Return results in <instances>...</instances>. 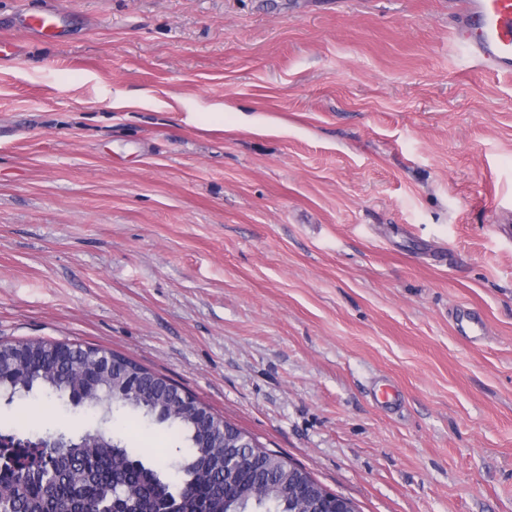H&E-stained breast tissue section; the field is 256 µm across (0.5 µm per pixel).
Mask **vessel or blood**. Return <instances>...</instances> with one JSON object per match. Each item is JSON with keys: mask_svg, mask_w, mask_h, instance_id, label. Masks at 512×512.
<instances>
[{"mask_svg": "<svg viewBox=\"0 0 512 512\" xmlns=\"http://www.w3.org/2000/svg\"><path fill=\"white\" fill-rule=\"evenodd\" d=\"M63 13L51 7L20 11L22 31L54 38ZM456 37L467 44L475 63L492 74H512V0H461Z\"/></svg>", "mask_w": 512, "mask_h": 512, "instance_id": "1", "label": "vessel or blood"}]
</instances>
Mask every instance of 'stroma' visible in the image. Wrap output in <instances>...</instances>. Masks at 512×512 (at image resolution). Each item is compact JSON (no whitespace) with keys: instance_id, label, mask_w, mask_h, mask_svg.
Listing matches in <instances>:
<instances>
[{"instance_id":"1","label":"stroma","mask_w":512,"mask_h":512,"mask_svg":"<svg viewBox=\"0 0 512 512\" xmlns=\"http://www.w3.org/2000/svg\"><path fill=\"white\" fill-rule=\"evenodd\" d=\"M48 3L0 0V341L120 352L360 512H512V75L459 0H65L25 36ZM36 409L88 425L0 422ZM63 17L64 13L55 6L35 12L22 9L19 11L20 29L45 39H53Z\"/></svg>"}]
</instances>
